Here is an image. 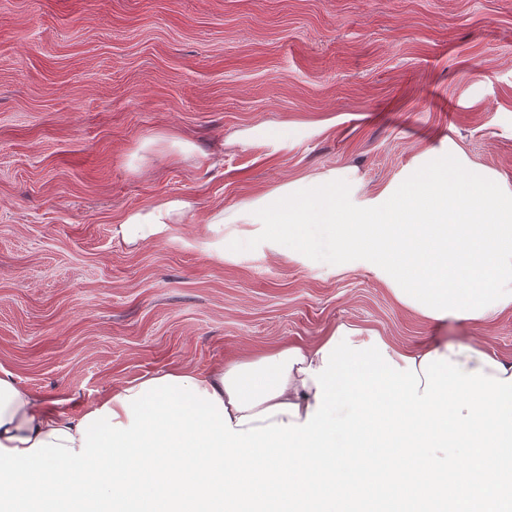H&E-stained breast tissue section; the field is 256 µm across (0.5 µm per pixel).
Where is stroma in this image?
<instances>
[{"instance_id": "1", "label": "stroma", "mask_w": 512, "mask_h": 512, "mask_svg": "<svg viewBox=\"0 0 512 512\" xmlns=\"http://www.w3.org/2000/svg\"><path fill=\"white\" fill-rule=\"evenodd\" d=\"M450 151L512 186V0H0V367L75 413L341 324L512 357V311L432 322L362 260L202 246L219 207L329 173L377 206ZM177 198L165 239L116 237Z\"/></svg>"}]
</instances>
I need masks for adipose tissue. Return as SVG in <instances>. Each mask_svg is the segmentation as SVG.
<instances>
[{
    "label": "adipose tissue",
    "instance_id": "1",
    "mask_svg": "<svg viewBox=\"0 0 512 512\" xmlns=\"http://www.w3.org/2000/svg\"><path fill=\"white\" fill-rule=\"evenodd\" d=\"M190 201L170 199L144 211L132 212L119 223L116 233L129 244L161 239L172 224L186 218ZM327 337L311 343L288 342L275 348L244 354L204 372L185 373L171 369L174 377L190 376L202 391L215 392L223 401L234 429L247 430L271 423L302 424L315 410L317 387L309 372L320 369ZM440 355L462 364L464 372L482 371L497 378L512 377V358L490 353L479 343L450 344ZM81 415L57 409L54 401L20 384L8 370L0 368V446L27 449L40 441L71 447L81 444Z\"/></svg>",
    "mask_w": 512,
    "mask_h": 512
}]
</instances>
